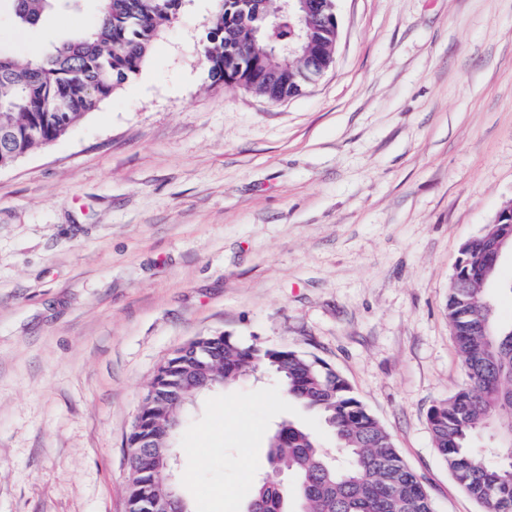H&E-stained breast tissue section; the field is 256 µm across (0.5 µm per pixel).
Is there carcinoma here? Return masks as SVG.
Instances as JSON below:
<instances>
[{
    "mask_svg": "<svg viewBox=\"0 0 512 512\" xmlns=\"http://www.w3.org/2000/svg\"><path fill=\"white\" fill-rule=\"evenodd\" d=\"M13 22L34 27L43 15L72 0H8ZM181 0H97L88 27L52 44L25 62L0 45V155L25 157L63 138L69 130L122 89L137 74L152 43L178 13ZM241 0H220L200 59L215 83L242 85L266 98L294 95L300 84V55L279 46L298 28L283 16L273 24L250 17ZM318 26L315 36L336 41V22L322 17L304 21ZM499 234L490 224L465 245L467 288L449 287L448 321L468 383L431 407L429 426L439 455L457 484L484 512H512V326L498 324L482 278L483 240ZM190 367L173 351L150 385L182 377ZM224 384L247 375L269 373L286 402L311 410L335 437L343 461L328 458L316 434L292 422L282 423L267 441V456L295 477V484L252 486L244 507L258 512H434L421 478L403 461L391 435L355 395L348 382L320 359L301 351L243 344L224 337ZM187 410L163 434L165 418L144 410L140 429L127 437L134 449L128 505L134 510L146 495L165 492L155 461L140 453L136 441L148 434L172 442L182 432ZM494 431L499 451L489 457L475 445Z\"/></svg>",
    "mask_w": 512,
    "mask_h": 512,
    "instance_id": "1",
    "label": "carcinoma"
}]
</instances>
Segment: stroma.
<instances>
[{"label": "stroma", "instance_id": "obj_1", "mask_svg": "<svg viewBox=\"0 0 512 512\" xmlns=\"http://www.w3.org/2000/svg\"><path fill=\"white\" fill-rule=\"evenodd\" d=\"M94 0L0 44L24 60ZM323 75L273 102L199 60L183 0L141 71L0 169V512H126V437L157 367L224 334L341 373L436 512H481L428 413L464 382L448 284L512 204V0H335ZM270 376L201 397L173 443L195 512H241L285 420Z\"/></svg>", "mask_w": 512, "mask_h": 512}]
</instances>
